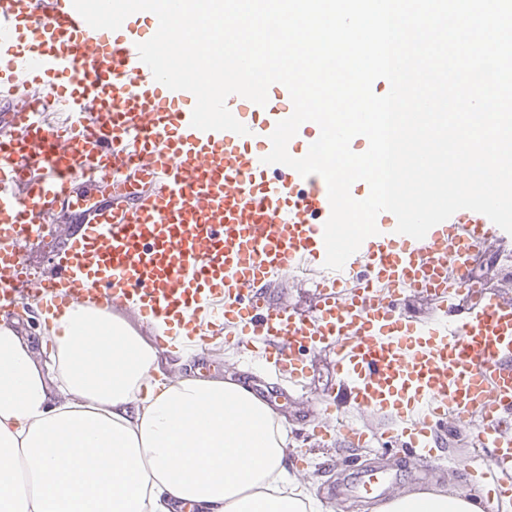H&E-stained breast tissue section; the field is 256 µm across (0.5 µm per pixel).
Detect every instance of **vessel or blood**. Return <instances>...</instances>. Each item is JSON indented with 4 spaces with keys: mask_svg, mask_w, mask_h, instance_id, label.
<instances>
[{
    "mask_svg": "<svg viewBox=\"0 0 512 512\" xmlns=\"http://www.w3.org/2000/svg\"><path fill=\"white\" fill-rule=\"evenodd\" d=\"M145 40L91 28L72 0H0V93L15 102L0 133V236L14 241L0 250V304H107L201 337L221 326L300 377L307 353L331 344L351 404L392 414L391 441L419 455L439 422L473 427L492 451L482 477L511 491L512 301L486 288L474 312L452 317L447 305L449 290L477 292L476 251L507 233L471 210L399 247L382 232L318 282L314 314L269 305L273 274L324 263L331 213L322 177L264 161L290 94L273 84L283 103L263 107L230 95L246 135L196 129L194 95L154 79ZM50 107L74 123L47 126ZM61 207L74 226L56 268L34 277L18 243ZM358 267L362 287H347ZM410 289L435 302L434 320L405 315Z\"/></svg>",
    "mask_w": 512,
    "mask_h": 512,
    "instance_id": "b4317fda",
    "label": "vessel or blood"
}]
</instances>
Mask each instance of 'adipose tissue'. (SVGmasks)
Listing matches in <instances>:
<instances>
[{
  "label": "adipose tissue",
  "mask_w": 512,
  "mask_h": 512,
  "mask_svg": "<svg viewBox=\"0 0 512 512\" xmlns=\"http://www.w3.org/2000/svg\"><path fill=\"white\" fill-rule=\"evenodd\" d=\"M0 314V512H324L289 471L286 431L248 384L173 377L103 307ZM371 512H481L466 489Z\"/></svg>",
  "instance_id": "ef3b65f1"
}]
</instances>
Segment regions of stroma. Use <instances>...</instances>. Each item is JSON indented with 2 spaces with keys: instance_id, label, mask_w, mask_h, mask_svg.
<instances>
[{
  "instance_id": "stroma-1",
  "label": "stroma",
  "mask_w": 512,
  "mask_h": 512,
  "mask_svg": "<svg viewBox=\"0 0 512 512\" xmlns=\"http://www.w3.org/2000/svg\"><path fill=\"white\" fill-rule=\"evenodd\" d=\"M68 224L66 212H56L44 233L27 243L24 254L35 275L52 271ZM508 253L512 254V240L481 247L473 261V272L504 298L512 299V263L503 260ZM271 300L308 313L318 302V290L312 284L283 276ZM309 358L306 377L299 382L287 367L266 362L264 347L259 343L246 348L218 335L206 341L202 351L186 363L172 348L159 350L161 367L177 375L250 380L282 417L288 445L294 450L291 461L301 481L310 482L326 512H369L395 494L472 486L466 465L474 454L471 428H458L453 438L432 448L430 461H423L400 446L386 445L384 433L391 426L390 416L371 415L350 405L346 391L339 386L332 345H320ZM333 402L338 404V412H326V405ZM341 420L371 434L372 442L362 448L342 447L335 435Z\"/></svg>"
}]
</instances>
